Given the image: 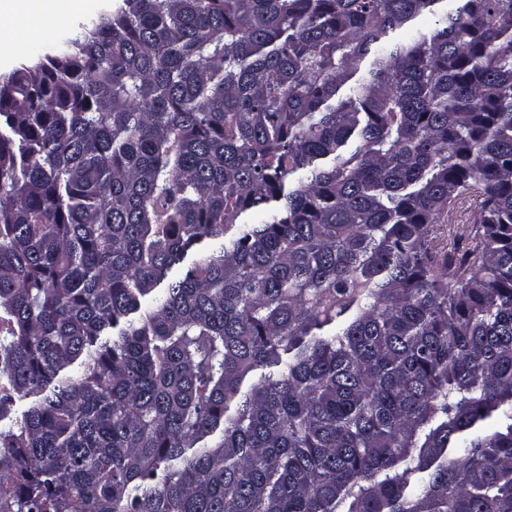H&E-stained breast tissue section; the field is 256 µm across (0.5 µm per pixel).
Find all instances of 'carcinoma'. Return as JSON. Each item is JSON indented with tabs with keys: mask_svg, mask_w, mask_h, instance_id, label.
I'll list each match as a JSON object with an SVG mask.
<instances>
[{
	"mask_svg": "<svg viewBox=\"0 0 512 512\" xmlns=\"http://www.w3.org/2000/svg\"><path fill=\"white\" fill-rule=\"evenodd\" d=\"M0 512H512V0H107L1 72Z\"/></svg>",
	"mask_w": 512,
	"mask_h": 512,
	"instance_id": "cac0c4a2",
	"label": "carcinoma"
}]
</instances>
